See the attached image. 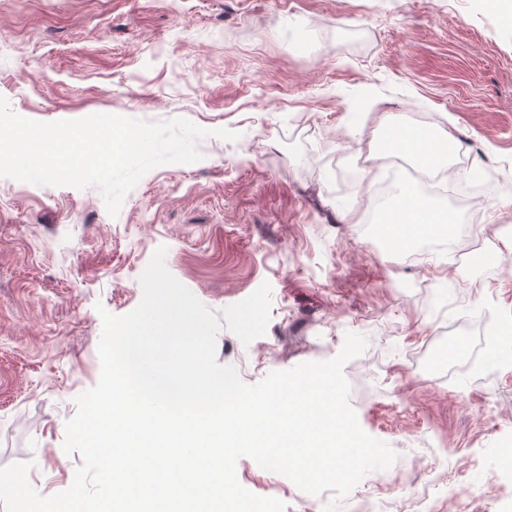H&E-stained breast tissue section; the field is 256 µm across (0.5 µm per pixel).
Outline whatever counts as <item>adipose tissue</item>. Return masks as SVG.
<instances>
[{
	"label": "adipose tissue",
	"mask_w": 512,
	"mask_h": 512,
	"mask_svg": "<svg viewBox=\"0 0 512 512\" xmlns=\"http://www.w3.org/2000/svg\"><path fill=\"white\" fill-rule=\"evenodd\" d=\"M392 146L395 150L414 157L420 165L432 171L450 167L457 149L450 139L410 125L400 127ZM454 221L452 213L433 211L417 195L406 191L400 198L395 217L385 224L386 236L399 246L408 241L433 236L437 230L447 229Z\"/></svg>",
	"instance_id": "1"
}]
</instances>
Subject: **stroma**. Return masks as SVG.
<instances>
[{"instance_id":"1","label":"stroma","mask_w":512,"mask_h":512,"mask_svg":"<svg viewBox=\"0 0 512 512\" xmlns=\"http://www.w3.org/2000/svg\"><path fill=\"white\" fill-rule=\"evenodd\" d=\"M0 97L39 122L211 132L201 161L152 169L114 217L97 188L0 178V467L33 461L45 496L72 485L83 458L64 451L65 424L100 378V313L139 304L163 246L212 310L270 284L263 336L217 335L218 363L246 384L367 338L343 367L349 401L398 458L339 512H512V356L485 361L481 327L488 313L512 328V248L390 265L362 219L388 171L355 165L386 115L440 118L462 143L442 203L474 197L475 231L512 241V26L483 0H0ZM236 471L286 512H324L327 495L251 458Z\"/></svg>"}]
</instances>
